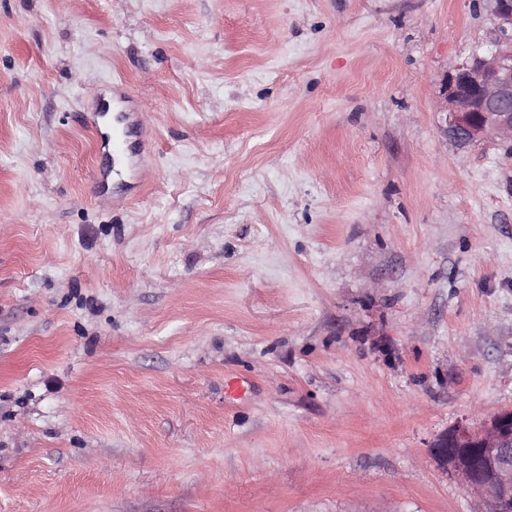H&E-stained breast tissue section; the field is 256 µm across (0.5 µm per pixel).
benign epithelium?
Returning <instances> with one entry per match:
<instances>
[{
	"label": "benign epithelium",
	"instance_id": "benign-epithelium-1",
	"mask_svg": "<svg viewBox=\"0 0 512 512\" xmlns=\"http://www.w3.org/2000/svg\"><path fill=\"white\" fill-rule=\"evenodd\" d=\"M500 39L441 80L437 111L442 135L459 148L489 139L512 140V0H493ZM433 463L469 492L485 512H512V410H501L475 428L460 423L429 450Z\"/></svg>",
	"mask_w": 512,
	"mask_h": 512
}]
</instances>
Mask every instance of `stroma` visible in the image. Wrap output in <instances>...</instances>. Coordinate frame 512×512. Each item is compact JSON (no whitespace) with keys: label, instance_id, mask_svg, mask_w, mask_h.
<instances>
[{"label":"stroma","instance_id":"stroma-1","mask_svg":"<svg viewBox=\"0 0 512 512\" xmlns=\"http://www.w3.org/2000/svg\"><path fill=\"white\" fill-rule=\"evenodd\" d=\"M493 7L0 0V512H483L428 450L512 408V143L435 110ZM109 106L103 103L99 106L98 111L92 112L88 118V123L95 127L100 137V147L102 150H108L111 165L105 169L99 170L93 176V189L95 194H99L106 185L108 177L113 172L115 165L125 156V146L123 141H119L112 133L104 132L101 127V119L109 112Z\"/></svg>","mask_w":512,"mask_h":512}]
</instances>
